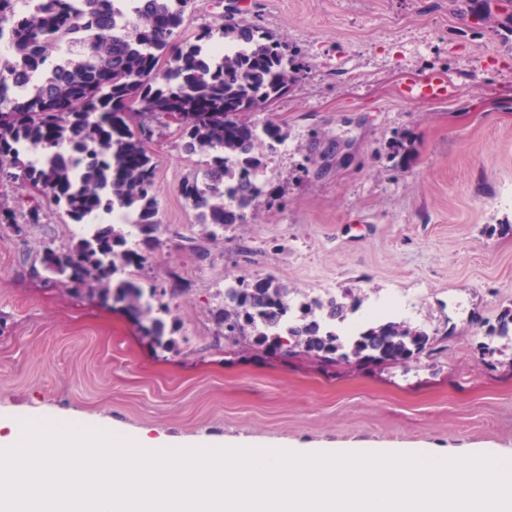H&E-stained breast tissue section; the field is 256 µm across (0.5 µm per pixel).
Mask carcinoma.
<instances>
[{"mask_svg":"<svg viewBox=\"0 0 512 512\" xmlns=\"http://www.w3.org/2000/svg\"><path fill=\"white\" fill-rule=\"evenodd\" d=\"M197 0H0V30L11 33L0 54V183H17L28 198L19 210L0 203V224L16 235L42 222L44 205L71 224H86L76 241L42 248L38 276L75 293L100 292L142 316L145 335L164 350L176 346L168 325L178 293H150L126 275L144 268L128 247L136 226L159 232L156 164L147 144L148 116L186 115L176 127L189 154L207 153L209 177L183 182L181 196L202 222H243L268 196L259 148L278 142L280 126L246 125L269 111L296 82L302 50L285 52L260 25L221 14L217 28L182 36ZM361 301L317 302L319 318L290 316L288 290L268 277L224 289V325L215 345L279 358L309 357L333 367L351 362L392 366L436 343L404 321L372 322L352 336L338 328Z\"/></svg>","mask_w":512,"mask_h":512,"instance_id":"cac0c4a2","label":"carcinoma"}]
</instances>
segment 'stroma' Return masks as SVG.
Masks as SVG:
<instances>
[{
    "instance_id": "stroma-1",
    "label": "stroma",
    "mask_w": 512,
    "mask_h": 512,
    "mask_svg": "<svg viewBox=\"0 0 512 512\" xmlns=\"http://www.w3.org/2000/svg\"><path fill=\"white\" fill-rule=\"evenodd\" d=\"M239 16L304 51L299 80L252 114L286 134L264 148L268 203L209 235L179 194L204 157L155 125L165 230L138 277L178 289V347H154L122 305L47 284L44 244L73 225L0 224V415H55L179 445L431 448L512 453V8L496 0H235ZM448 95L410 99L408 77ZM194 239L200 252L186 248ZM290 293H390L438 353L408 365L325 368L214 347L227 281Z\"/></svg>"
}]
</instances>
